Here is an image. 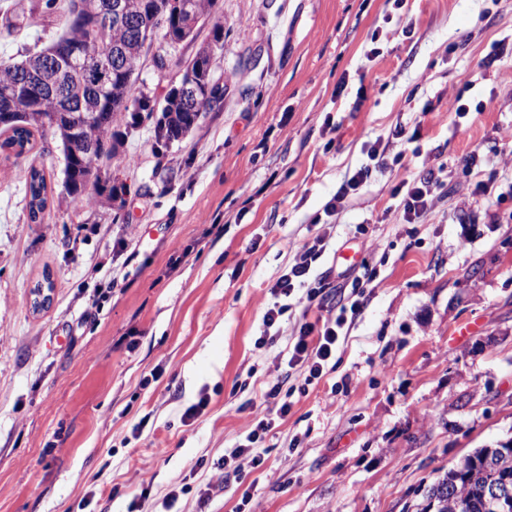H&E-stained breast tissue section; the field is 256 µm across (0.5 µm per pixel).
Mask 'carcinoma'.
Listing matches in <instances>:
<instances>
[{
	"mask_svg": "<svg viewBox=\"0 0 512 512\" xmlns=\"http://www.w3.org/2000/svg\"><path fill=\"white\" fill-rule=\"evenodd\" d=\"M186 10L193 14L196 25L183 30L172 25L161 32L162 37L171 36L185 41L195 36L197 24L208 18L217 0H180ZM71 8H62L57 0H29L27 14L21 23L29 26L45 18L56 16L62 32L52 42L58 50L79 43L88 60L90 71L70 73L63 69L56 77L66 85L67 103L48 96L33 98L31 102L19 101L21 117L16 122L0 126L10 133L1 148L23 152L30 144L32 129L51 128L60 142L65 158V178L62 194L80 201L91 202L93 192L102 181L100 161L112 156V124L122 112L130 114L132 123L155 120L154 132L157 143L167 148L182 141L196 127L205 112L219 106L224 99V87L213 81L209 61L214 48L224 38V26L215 24L212 42L201 46L182 70L181 80L194 84L195 96L185 98L174 90L158 103L156 108L141 105V98L131 94L138 79L137 67L145 48L151 46L152 34H146L135 25L109 24L91 18L76 28H70ZM122 45L128 57L124 68L112 75L110 83L101 88L94 79L98 57L108 47ZM38 67V59L28 54L16 62H0V111L10 98L21 89L19 83L28 70ZM26 186L30 195L29 218L35 222L47 206V183L45 174L30 168L26 173ZM478 459L476 477L469 483L456 481L449 469L426 489V498H436L435 512H497L500 506L492 499L490 488L494 483V468L488 458H497L496 449L478 448L473 452Z\"/></svg>",
	"mask_w": 512,
	"mask_h": 512,
	"instance_id": "1",
	"label": "carcinoma"
}]
</instances>
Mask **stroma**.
<instances>
[{
  "mask_svg": "<svg viewBox=\"0 0 512 512\" xmlns=\"http://www.w3.org/2000/svg\"><path fill=\"white\" fill-rule=\"evenodd\" d=\"M404 12L409 39L384 0H219L221 105L167 148L153 122L119 116L123 192L51 203L40 222L14 173L43 169L60 192L58 140L39 130L30 151L0 153V512H127L145 477L144 512H407L463 456L512 438V0ZM211 39L201 23L162 73L144 54L135 92L163 98ZM377 140L401 164L315 223ZM430 168L442 187L405 223L393 189ZM318 237L324 305L295 291L256 346L272 285ZM355 302L334 368L305 384L285 362L296 327ZM281 374L292 407L255 484L223 485L216 461Z\"/></svg>",
  "mask_w": 512,
  "mask_h": 512,
  "instance_id": "obj_1",
  "label": "stroma"
}]
</instances>
